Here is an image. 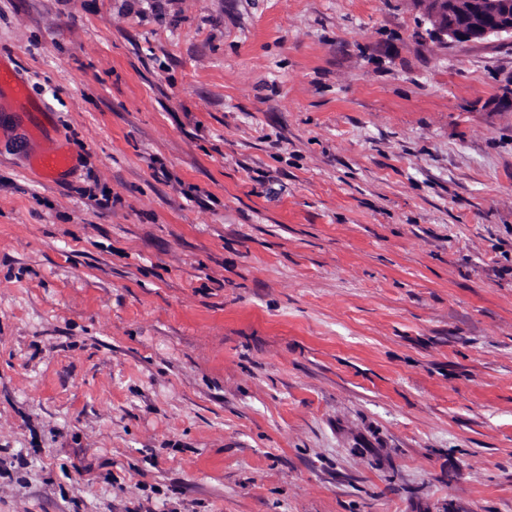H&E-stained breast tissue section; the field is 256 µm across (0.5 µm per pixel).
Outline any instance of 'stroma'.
Returning <instances> with one entry per match:
<instances>
[{
  "label": "stroma",
  "instance_id": "obj_1",
  "mask_svg": "<svg viewBox=\"0 0 512 512\" xmlns=\"http://www.w3.org/2000/svg\"><path fill=\"white\" fill-rule=\"evenodd\" d=\"M426 28L0 0V512H512V39ZM8 95L11 103L15 105V112H24L30 117L33 132H40L42 123L40 117L49 112V108L42 102H34L29 95L26 79L10 58L0 56V97ZM28 165L42 181L57 183L63 174L74 168V159L62 147H45L30 155Z\"/></svg>",
  "mask_w": 512,
  "mask_h": 512
}]
</instances>
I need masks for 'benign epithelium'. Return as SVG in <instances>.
<instances>
[{"label": "benign epithelium", "instance_id": "7a95c632", "mask_svg": "<svg viewBox=\"0 0 512 512\" xmlns=\"http://www.w3.org/2000/svg\"><path fill=\"white\" fill-rule=\"evenodd\" d=\"M429 36L443 44L467 43L492 36L512 37V0H485L476 10H468L462 0H422ZM468 16L465 25L448 23L452 13Z\"/></svg>", "mask_w": 512, "mask_h": 512}]
</instances>
